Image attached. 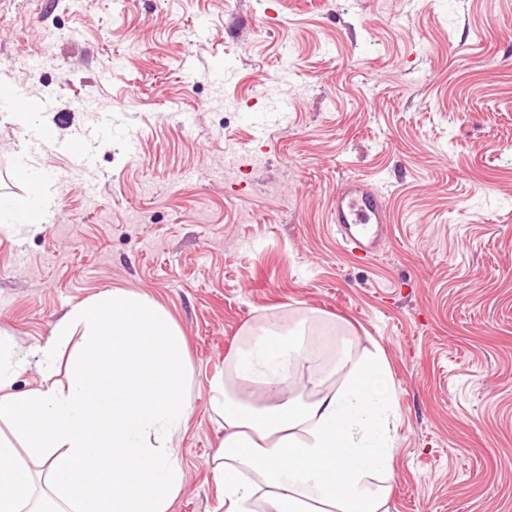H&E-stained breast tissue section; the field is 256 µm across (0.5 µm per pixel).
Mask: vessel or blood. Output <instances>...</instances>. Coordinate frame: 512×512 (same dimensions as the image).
Wrapping results in <instances>:
<instances>
[{"instance_id": "vessel-or-blood-1", "label": "vessel or blood", "mask_w": 512, "mask_h": 512, "mask_svg": "<svg viewBox=\"0 0 512 512\" xmlns=\"http://www.w3.org/2000/svg\"><path fill=\"white\" fill-rule=\"evenodd\" d=\"M91 135L79 133L64 150L75 166L86 167ZM329 221L348 252L360 259L375 258L389 239V213L383 196L369 183L351 178L337 186L329 211Z\"/></svg>"}]
</instances>
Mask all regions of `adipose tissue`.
<instances>
[{
  "label": "adipose tissue",
  "instance_id": "adipose-tissue-1",
  "mask_svg": "<svg viewBox=\"0 0 512 512\" xmlns=\"http://www.w3.org/2000/svg\"><path fill=\"white\" fill-rule=\"evenodd\" d=\"M67 383L55 364L72 336ZM215 383L224 431L212 458L224 512H389L394 437L375 354H344L339 389L286 396L309 351L303 330H250ZM36 363L41 381L13 386ZM258 382L259 396L236 391ZM194 411L184 338L152 300L115 289L70 308L55 338L30 351L0 340V512H169L184 486L173 445Z\"/></svg>",
  "mask_w": 512,
  "mask_h": 512
}]
</instances>
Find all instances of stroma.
<instances>
[{"label":"stroma","mask_w":512,"mask_h":512,"mask_svg":"<svg viewBox=\"0 0 512 512\" xmlns=\"http://www.w3.org/2000/svg\"><path fill=\"white\" fill-rule=\"evenodd\" d=\"M0 84L60 142L114 115L81 175L0 104V196L55 202L0 228V333L42 346L115 288L171 315L170 512H224L211 381L248 325L386 358L390 512H512V0H0ZM354 177L391 225L364 263L327 221ZM51 207V200L40 194L35 196L31 209L23 214L17 212L10 201L0 198V223L2 226L13 227L16 224L25 226L29 230L41 229L42 224L47 222V216Z\"/></svg>","instance_id":"obj_1"}]
</instances>
